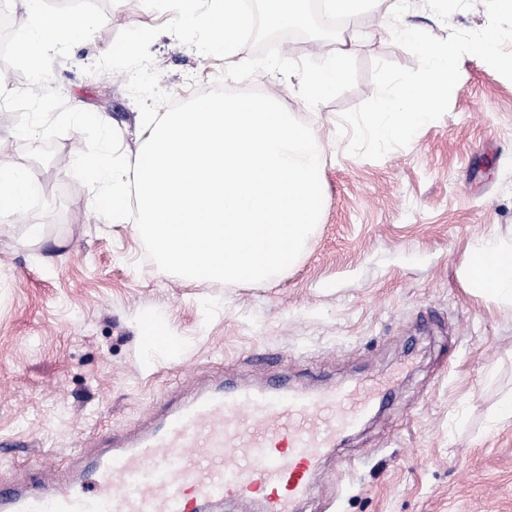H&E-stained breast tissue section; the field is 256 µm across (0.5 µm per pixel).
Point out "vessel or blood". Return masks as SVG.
<instances>
[{
  "instance_id": "obj_1",
  "label": "vessel or blood",
  "mask_w": 512,
  "mask_h": 512,
  "mask_svg": "<svg viewBox=\"0 0 512 512\" xmlns=\"http://www.w3.org/2000/svg\"><path fill=\"white\" fill-rule=\"evenodd\" d=\"M372 398L368 386L215 388L68 480L52 474L34 487H0V512H193L217 500L246 512H297L326 449L367 415Z\"/></svg>"
}]
</instances>
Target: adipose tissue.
<instances>
[{
	"instance_id": "adipose-tissue-1",
	"label": "adipose tissue",
	"mask_w": 512,
	"mask_h": 512,
	"mask_svg": "<svg viewBox=\"0 0 512 512\" xmlns=\"http://www.w3.org/2000/svg\"><path fill=\"white\" fill-rule=\"evenodd\" d=\"M28 169L0 168V222L28 212L30 191L36 183ZM465 275L482 294L492 298H512V247L485 243L474 248Z\"/></svg>"
}]
</instances>
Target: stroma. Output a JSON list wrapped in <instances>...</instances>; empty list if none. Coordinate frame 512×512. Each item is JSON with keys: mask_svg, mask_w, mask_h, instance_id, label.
Instances as JSON below:
<instances>
[{"mask_svg": "<svg viewBox=\"0 0 512 512\" xmlns=\"http://www.w3.org/2000/svg\"><path fill=\"white\" fill-rule=\"evenodd\" d=\"M378 0L347 22L359 64L354 89L311 108L295 78L259 73L253 84L320 137L324 207L296 261L260 283L187 282L146 260L133 222L115 224L62 166L39 164L0 110V167L28 168L67 202L56 218L31 207L0 226V483L27 484L81 467L97 441L156 428L189 396L216 385H264L284 376L317 391L380 381L375 404L328 450L300 512H512V302L476 291L470 250L512 242V81L467 55L448 112L409 146L373 161L338 136L343 111L370 98V67H416L395 44ZM53 84L69 106L107 118L127 157L140 146V111L122 73L87 74L120 30L154 27L169 13L121 0ZM403 25L447 38L487 23L483 0H410ZM159 84L186 100L229 63L160 34L150 45ZM45 227L40 245L26 227ZM178 354L145 350L149 328Z\"/></svg>", "mask_w": 512, "mask_h": 512, "instance_id": "obj_1", "label": "stroma"}]
</instances>
